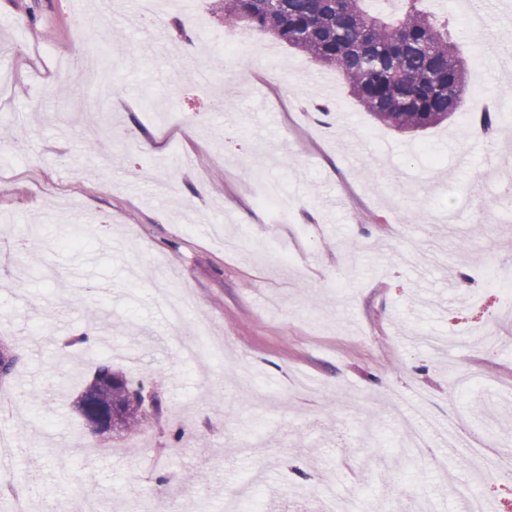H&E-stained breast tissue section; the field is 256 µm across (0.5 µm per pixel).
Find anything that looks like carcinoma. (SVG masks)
Here are the masks:
<instances>
[{"instance_id": "1", "label": "carcinoma", "mask_w": 512, "mask_h": 512, "mask_svg": "<svg viewBox=\"0 0 512 512\" xmlns=\"http://www.w3.org/2000/svg\"><path fill=\"white\" fill-rule=\"evenodd\" d=\"M368 0H221L225 26L246 23L346 80L358 105L376 122L402 132L440 126L465 111L467 61L448 22L430 16L422 0L394 17L369 10ZM136 390H88L81 399L121 407ZM162 405L128 415V432L160 422Z\"/></svg>"}]
</instances>
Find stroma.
<instances>
[{
	"label": "stroma",
	"instance_id": "35a3bbf8",
	"mask_svg": "<svg viewBox=\"0 0 512 512\" xmlns=\"http://www.w3.org/2000/svg\"><path fill=\"white\" fill-rule=\"evenodd\" d=\"M192 2L145 28L129 0L109 17L92 0H0V343L18 355L0 385L14 462L0 499L223 512L236 495L244 512H305L330 485L369 512H458L452 489L470 481L512 512V487L470 465L477 447L512 454V317L483 276L512 280V220L492 209L489 150L458 117L416 135L377 123L335 70L256 31L229 37L215 0ZM79 10L114 89L92 147L77 130L97 89L57 70ZM198 21L232 58L180 54ZM313 70L336 89L321 136L299 118ZM468 71L466 113L512 115V66L475 56ZM266 181L291 211L257 205ZM181 290L193 307L174 329ZM207 336L223 353L187 357ZM99 362L154 382L150 447L83 425L75 400ZM397 406L470 446L433 437L403 458ZM174 471L195 477L176 498L158 481Z\"/></svg>",
	"mask_w": 512,
	"mask_h": 512
}]
</instances>
